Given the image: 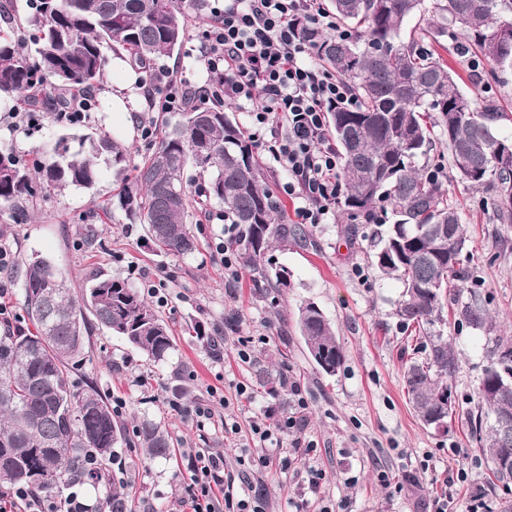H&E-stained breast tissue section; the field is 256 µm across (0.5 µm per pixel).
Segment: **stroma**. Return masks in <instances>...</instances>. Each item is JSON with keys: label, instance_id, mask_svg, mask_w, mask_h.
Instances as JSON below:
<instances>
[{"label": "stroma", "instance_id": "35a3bbf8", "mask_svg": "<svg viewBox=\"0 0 512 512\" xmlns=\"http://www.w3.org/2000/svg\"><path fill=\"white\" fill-rule=\"evenodd\" d=\"M208 11H191L188 35L165 69L203 82L202 33ZM457 37L446 59L471 96L496 99L503 113L499 136L512 138V70L472 73ZM115 134L111 113L94 108L72 125L45 113L24 133L0 131V151L26 159L50 158L65 132ZM442 168L448 200L459 209L471 240L472 257L463 291H478L495 319L493 333L449 323L444 329L460 356L448 385L456 416L448 430L423 426L407 399L401 350L407 336L394 316L400 281L382 274L373 254L392 210L379 223L348 228L340 211L323 224L305 225V241L291 240L269 251L273 266L287 270V288L256 287L249 269L225 272L215 247L232 236L219 206L203 204L189 219L198 241L187 257L154 252L144 225L129 223L109 202L118 185L105 169L93 189L41 190L20 207H0V245L13 257L7 274L19 284L23 263L49 258L72 288L82 290L94 274L128 281L140 293L155 289L149 303L167 323L176 350L154 362L119 336L93 328L82 362L72 370L78 386L93 384L126 429L114 450L111 471H123L133 492L132 512H184L181 488L189 478L188 458L196 449L224 456V478L234 496L261 495L266 512H435L434 499L448 512H489L512 504V493L489 485L485 465L468 436L466 421L488 364L490 335L512 340V217L485 193L461 183L450 168L445 144L430 154ZM311 301L333 326L345 355L335 376L320 374L297 326L298 307ZM208 336L198 338L196 324ZM221 359H214V351ZM248 398H241L239 388ZM301 413L298 430L273 434L259 443L253 420L274 422ZM148 418L165 425L176 453L146 459L135 427ZM283 456L282 465L255 466L261 454ZM321 475L309 484L311 472Z\"/></svg>", "mask_w": 512, "mask_h": 512}]
</instances>
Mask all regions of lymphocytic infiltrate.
<instances>
[{"label":"lymphocytic infiltrate","mask_w":512,"mask_h":512,"mask_svg":"<svg viewBox=\"0 0 512 512\" xmlns=\"http://www.w3.org/2000/svg\"><path fill=\"white\" fill-rule=\"evenodd\" d=\"M201 58L208 74L197 86L168 71L155 77L150 107L178 112L191 101L247 103L251 141L288 173L284 194L301 199V223L320 224L342 186L330 143L328 116L336 105L355 106L350 87L314 63L304 24L338 31L322 0H212ZM184 488L193 512H264L261 498L239 499L224 489V457L196 451Z\"/></svg>","instance_id":"lymphocytic-infiltrate-1"}]
</instances>
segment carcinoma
I'll list each match as a JSON object with an SVG mask.
<instances>
[{"instance_id": "carcinoma-1", "label": "carcinoma", "mask_w": 512, "mask_h": 512, "mask_svg": "<svg viewBox=\"0 0 512 512\" xmlns=\"http://www.w3.org/2000/svg\"><path fill=\"white\" fill-rule=\"evenodd\" d=\"M193 2L33 0L18 26L0 30V104L25 93L35 106L68 111L65 94L94 87L105 71L107 50L153 74L183 45ZM330 7L353 25L352 35L336 38L315 29L308 38L316 56L357 98V105L329 112L344 161L341 210L356 222L387 204L394 209L396 221L374 263L401 282L395 315L424 348L423 358L405 364V389L424 425L436 419L449 423L455 399L448 379L458 371L459 357L440 329L445 306L454 305L457 321L477 330L492 328L493 316L479 294L462 299L459 283L466 277L470 237L443 184L429 175L430 153L435 137L444 139L457 178L489 193L495 207L512 216V168L498 166L492 151L512 140L496 134L502 117L497 104L465 94L459 74L423 42L443 49L448 33L460 31L471 52L498 69H512V21L498 19L512 10V0H330ZM418 14L426 26L419 38L403 41L402 27ZM25 29L34 44L30 54L19 38ZM126 156L106 133L62 135L52 159H37L30 167L0 151V207L33 196L39 187L90 189L103 166H110L122 182L117 207L130 223L147 226L157 251L185 257L196 250L188 224L196 200L185 178L193 167L204 182V197L224 207L243 264L258 273L256 286L288 287L286 270L261 261L273 244L299 240L304 231L282 223L233 116L222 108L188 106L175 122L165 123L156 148L133 166L131 178L124 175ZM440 225L445 244L438 248L433 229ZM20 292L33 329L0 336V486L23 485L40 495L85 481L108 487L112 512H126L128 484L107 469L123 431L95 386L75 385L71 364L83 356L94 323L156 362L175 351L169 329L127 282L94 275L78 298L40 255L24 262ZM297 325L316 369L336 375L344 356L323 312L309 302L298 309ZM477 400V413L469 416L471 435L497 484L508 489L512 468H504V460L512 459V432L503 434L497 421L512 423V344L500 338L489 351ZM138 434L148 458L172 455L173 437L161 425L144 419Z\"/></svg>"}]
</instances>
